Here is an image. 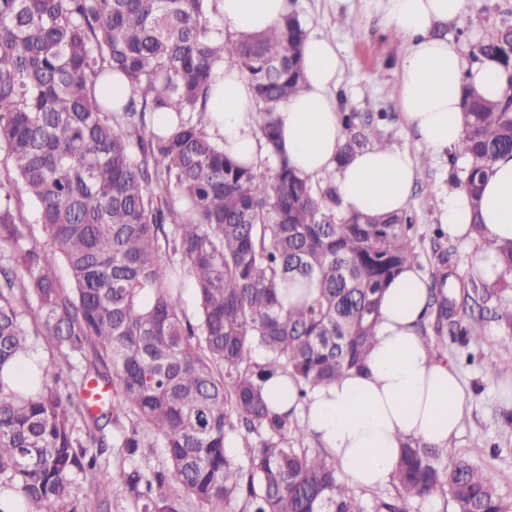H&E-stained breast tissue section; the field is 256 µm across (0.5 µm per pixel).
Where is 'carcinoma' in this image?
Segmentation results:
<instances>
[{"instance_id": "obj_1", "label": "carcinoma", "mask_w": 512, "mask_h": 512, "mask_svg": "<svg viewBox=\"0 0 512 512\" xmlns=\"http://www.w3.org/2000/svg\"><path fill=\"white\" fill-rule=\"evenodd\" d=\"M210 0H0V370L25 365L44 336L75 372L36 362L35 391L0 378V512H84L73 488H122L135 512H512L483 470L409 439L390 483L364 497L336 460L308 445L292 412L264 396L292 376L303 400L364 368L383 290L418 264L412 218L349 215L336 172L314 178L281 154L275 112L304 89L307 33L291 11L270 31L231 40ZM509 73L504 96L464 90L468 164L450 184L479 210L494 163L512 155V26L471 45ZM225 63L246 73L269 176L210 137L206 100ZM119 73V109L97 85ZM156 112L173 117L165 130ZM339 161L386 145V114L342 113ZM21 182L44 237L14 195ZM420 333L480 342L482 321L512 329V290L446 289L438 249ZM63 264L69 283L54 274ZM308 284L289 306L280 289ZM193 288L198 313L178 298ZM496 304H491V301ZM111 388L91 410L90 385ZM242 436L244 459L224 447ZM164 463L144 467L155 448Z\"/></svg>"}]
</instances>
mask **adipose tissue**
<instances>
[{
	"mask_svg": "<svg viewBox=\"0 0 512 512\" xmlns=\"http://www.w3.org/2000/svg\"><path fill=\"white\" fill-rule=\"evenodd\" d=\"M391 32L406 44L400 64V106L422 138L428 157L457 150L465 137L464 87L490 100L502 97L506 78L495 61L468 62L437 28L458 22L476 0H369ZM224 30L240 38L260 34L282 21L289 0H215ZM345 51L336 37L309 31L303 45L304 90L276 114L279 147L300 172L337 170V191L346 213L393 214L407 208L417 167L396 147L369 148L345 165L337 158L346 133L334 94ZM208 133L234 159L257 164L268 151L255 134L256 114L247 76L225 64L207 102ZM464 190L449 191L441 220L449 236L470 245L472 272L487 282L505 274L497 247L512 240V157L498 160L486 180L479 213L484 236L471 227ZM427 288L416 266H407L385 289L381 319L362 370L298 400L293 381H272L266 395L279 410L295 411L307 429L333 452L341 474L354 488L387 484L406 439L447 447L468 408L467 392L452 360L438 358L417 331Z\"/></svg>",
	"mask_w": 512,
	"mask_h": 512,
	"instance_id": "adipose-tissue-1",
	"label": "adipose tissue"
}]
</instances>
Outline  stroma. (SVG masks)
Listing matches in <instances>:
<instances>
[{
	"label": "stroma",
	"mask_w": 512,
	"mask_h": 512,
	"mask_svg": "<svg viewBox=\"0 0 512 512\" xmlns=\"http://www.w3.org/2000/svg\"><path fill=\"white\" fill-rule=\"evenodd\" d=\"M294 8L310 29H321L347 45L343 73L336 89L346 112H385L382 128L389 145L417 158L425 153L419 136L407 124L399 107V61L405 49L394 38L381 14L366 0H294ZM512 24V0H478L473 13L459 23L439 29L442 37L477 40L495 27ZM448 159L431 160L419 169L407 213L414 224L413 242L421 255L419 269L430 277V258L441 224V205L448 193ZM448 357L455 362L467 387L468 413L450 450L480 465L499 492L512 499V428L504 424L512 412V332L487 322L481 342L449 343ZM497 372L487 376L484 367Z\"/></svg>",
	"instance_id": "stroma-1"
}]
</instances>
